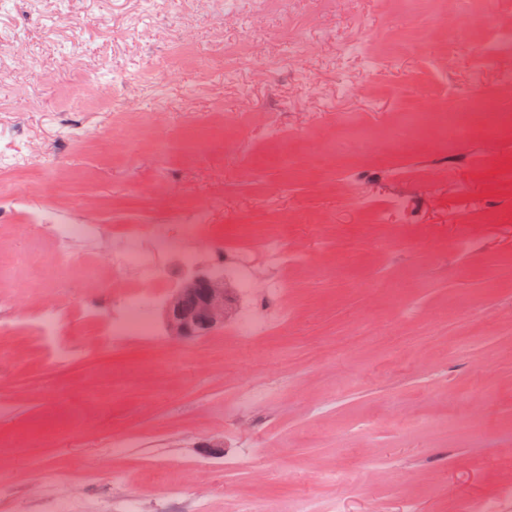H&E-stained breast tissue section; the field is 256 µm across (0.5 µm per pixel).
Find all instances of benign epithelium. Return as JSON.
Here are the masks:
<instances>
[{
	"label": "benign epithelium",
	"mask_w": 512,
	"mask_h": 512,
	"mask_svg": "<svg viewBox=\"0 0 512 512\" xmlns=\"http://www.w3.org/2000/svg\"><path fill=\"white\" fill-rule=\"evenodd\" d=\"M236 305L232 285L216 273L193 275L166 302L163 318L169 336L191 343L222 326Z\"/></svg>",
	"instance_id": "benign-epithelium-1"
}]
</instances>
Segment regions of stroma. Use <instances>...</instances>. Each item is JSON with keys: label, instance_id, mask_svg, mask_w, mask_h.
<instances>
[{"label": "stroma", "instance_id": "stroma-1", "mask_svg": "<svg viewBox=\"0 0 512 512\" xmlns=\"http://www.w3.org/2000/svg\"><path fill=\"white\" fill-rule=\"evenodd\" d=\"M455 0H7L0 8V249L39 260L53 247L38 228L50 212L79 224L168 226L160 245L175 263L173 212L205 206L213 237L263 261L260 239L284 235L303 256L282 271L287 319L243 341L233 322L190 344L172 341L161 305L155 341L114 347L91 329L74 359L41 362L28 330L0 349V512H42L44 499L112 496L154 512L168 493L207 490L201 463L236 465L212 512L258 498L268 512H483L512 500V126L449 147L441 125L409 126L427 105L443 113L484 91L512 115V86L448 51ZM83 18L75 26L67 16ZM301 55L286 57L284 35ZM384 58L367 72L340 47ZM236 53L224 78V49ZM257 52L275 61L250 65ZM98 71L93 94L76 70ZM40 84L31 102L26 86ZM348 84L352 93L341 92ZM78 113L88 135L58 125ZM280 124L288 139L270 138ZM340 153L345 169L325 162ZM404 205L377 223L360 197ZM51 294L30 268L0 275L20 318L26 289ZM480 304L489 321L476 320ZM256 388L267 399L238 401ZM126 447L107 454L113 441ZM219 442L223 458L207 446ZM59 468L57 486L37 471ZM165 470L169 486L151 473ZM123 473L122 482L112 480Z\"/></svg>", "mask_w": 512, "mask_h": 512}]
</instances>
